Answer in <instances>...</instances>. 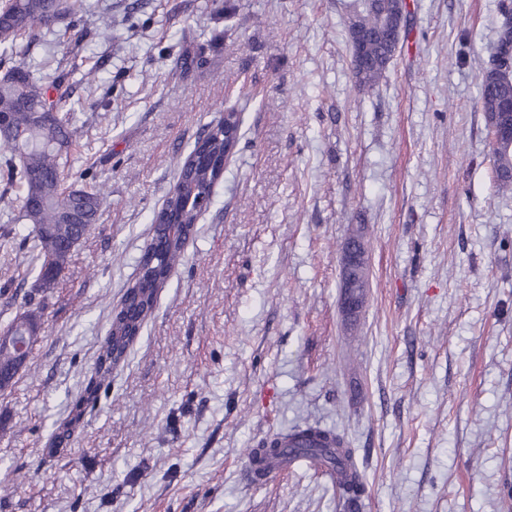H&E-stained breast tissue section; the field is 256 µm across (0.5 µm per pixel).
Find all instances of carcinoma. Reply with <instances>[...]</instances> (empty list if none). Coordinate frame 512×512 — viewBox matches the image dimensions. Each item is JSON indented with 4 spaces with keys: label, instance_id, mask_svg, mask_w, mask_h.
Wrapping results in <instances>:
<instances>
[{
    "label": "carcinoma",
    "instance_id": "cac0c4a2",
    "mask_svg": "<svg viewBox=\"0 0 512 512\" xmlns=\"http://www.w3.org/2000/svg\"><path fill=\"white\" fill-rule=\"evenodd\" d=\"M83 9L82 0H7L0 7V49L18 54L19 43L35 40L42 30L63 15ZM403 17L393 0H353L349 40L363 45L369 63L355 67L356 84L375 86L384 76L397 51L394 38ZM73 70L38 74L23 63L0 77V113L8 123L0 133V172L7 184L18 189L20 221L37 250L41 291L53 288L67 269L71 257L98 220L101 190L95 186H64V171L70 165L75 129L67 109L63 86ZM512 100V74L483 72L478 103L487 121L496 119L498 104ZM241 113L227 111L225 126L209 128L203 143H195L183 158L178 180L164 205L154 213L155 237L138 259L139 275L121 301L101 347L85 395L77 400L68 419L55 430L50 448L59 447L79 424L86 405L94 402L98 386L123 361L153 313L158 295L178 265L194 224L211 204L215 186L224 176V154L238 145ZM495 182L498 191L512 194V149H494ZM41 339L38 310L27 309L0 329V391L11 388L15 378ZM248 458L260 480L269 459L288 462L305 459L329 474L349 505L366 493L355 451L344 434L317 425L297 426L276 434Z\"/></svg>",
    "mask_w": 512,
    "mask_h": 512
}]
</instances>
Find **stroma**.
I'll return each instance as SVG.
<instances>
[{
	"instance_id": "obj_1",
	"label": "stroma",
	"mask_w": 512,
	"mask_h": 512,
	"mask_svg": "<svg viewBox=\"0 0 512 512\" xmlns=\"http://www.w3.org/2000/svg\"><path fill=\"white\" fill-rule=\"evenodd\" d=\"M93 0L66 182L99 218L48 295L41 340L0 392V512H338L298 463L252 481L246 451L305 422L357 450L360 512H512V194L496 189L477 84L499 0H407L408 34L355 83L350 0ZM107 9L120 39L98 34ZM61 17L22 62L57 66ZM193 65L181 69L182 58ZM245 134L126 362L50 453L138 273L150 218L228 106ZM20 203L0 182V324L33 295ZM365 226L370 288L339 308ZM359 285L352 279H345L340 292V307L343 314L350 319H355L361 312L356 304Z\"/></svg>"
}]
</instances>
